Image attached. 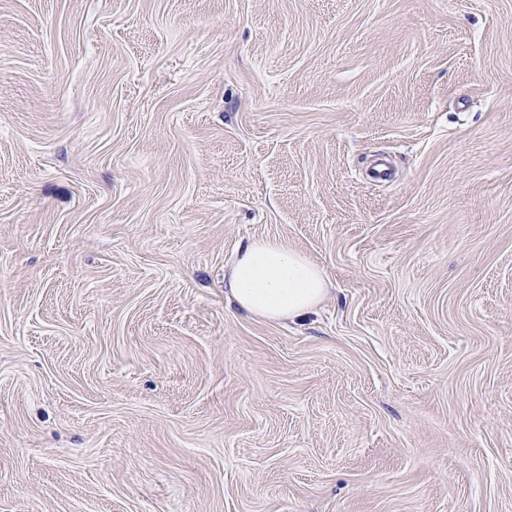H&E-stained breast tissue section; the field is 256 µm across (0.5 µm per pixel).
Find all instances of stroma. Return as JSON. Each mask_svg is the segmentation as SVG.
Returning a JSON list of instances; mask_svg holds the SVG:
<instances>
[{
  "instance_id": "obj_1",
  "label": "stroma",
  "mask_w": 512,
  "mask_h": 512,
  "mask_svg": "<svg viewBox=\"0 0 512 512\" xmlns=\"http://www.w3.org/2000/svg\"><path fill=\"white\" fill-rule=\"evenodd\" d=\"M0 512H512V0H0ZM235 306L266 319L299 317L313 309L327 291L321 268L300 252L269 239L251 241L238 254L227 279Z\"/></svg>"
}]
</instances>
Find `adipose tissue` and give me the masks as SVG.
<instances>
[{"instance_id": "1", "label": "adipose tissue", "mask_w": 512, "mask_h": 512, "mask_svg": "<svg viewBox=\"0 0 512 512\" xmlns=\"http://www.w3.org/2000/svg\"><path fill=\"white\" fill-rule=\"evenodd\" d=\"M235 306L244 313L281 320L313 309L327 291L321 268L281 242H250L238 254L227 279Z\"/></svg>"}]
</instances>
